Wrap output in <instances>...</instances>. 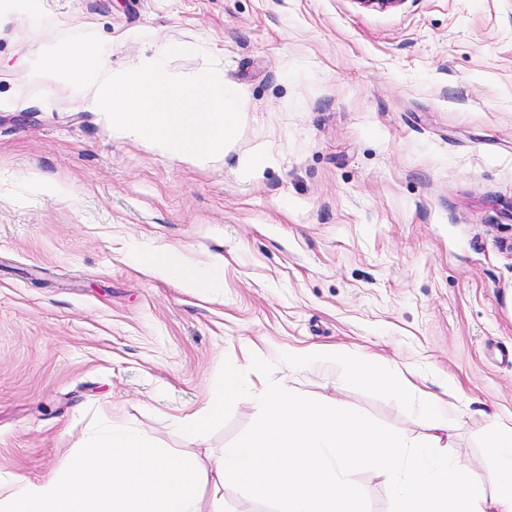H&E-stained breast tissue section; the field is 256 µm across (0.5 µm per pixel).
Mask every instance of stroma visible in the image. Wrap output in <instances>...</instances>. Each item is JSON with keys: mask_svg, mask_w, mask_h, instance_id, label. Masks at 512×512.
<instances>
[{"mask_svg": "<svg viewBox=\"0 0 512 512\" xmlns=\"http://www.w3.org/2000/svg\"><path fill=\"white\" fill-rule=\"evenodd\" d=\"M73 33L115 69L193 45L166 63L223 72L238 136L179 159L29 85L38 45ZM20 89L28 106L0 109V473H61L110 414L209 460L260 421L240 403L197 439L176 427L228 367L427 436L428 409L361 362L451 397L455 452L493 471L479 408L512 414V0H41L0 17V98ZM148 245L204 273L223 258L220 287L145 274Z\"/></svg>", "mask_w": 512, "mask_h": 512, "instance_id": "stroma-1", "label": "stroma"}]
</instances>
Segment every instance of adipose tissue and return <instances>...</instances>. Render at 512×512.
<instances>
[{"label": "adipose tissue", "instance_id": "ef3b65f1", "mask_svg": "<svg viewBox=\"0 0 512 512\" xmlns=\"http://www.w3.org/2000/svg\"><path fill=\"white\" fill-rule=\"evenodd\" d=\"M138 263L197 293L208 292L224 269L216 261L210 276L201 277L163 246L143 250ZM364 374L396 397L418 393L435 420L434 433L412 446L402 433L373 428L341 407L284 394L231 369L201 408L176 421L195 439L223 420L225 407L244 401L259 407V427L212 464L155 447L115 417L88 450L68 458L62 475L0 478V512H204L201 491L208 485L244 490L270 502L273 512H361L364 492L350 479L356 469L380 478L396 512H512V416L488 414L497 466L484 475L442 449L452 404L379 366Z\"/></svg>", "mask_w": 512, "mask_h": 512}]
</instances>
